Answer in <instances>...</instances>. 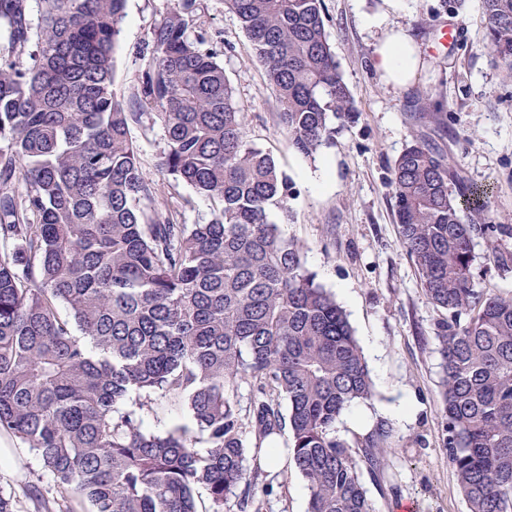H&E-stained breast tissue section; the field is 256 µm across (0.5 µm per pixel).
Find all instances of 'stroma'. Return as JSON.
I'll return each mask as SVG.
<instances>
[{
  "label": "stroma",
  "instance_id": "obj_1",
  "mask_svg": "<svg viewBox=\"0 0 512 512\" xmlns=\"http://www.w3.org/2000/svg\"><path fill=\"white\" fill-rule=\"evenodd\" d=\"M175 2L126 0L115 51L116 91L124 102H131L144 78L142 51L155 24ZM324 3L326 31L357 114L337 128L329 146L310 156L293 147L264 68L224 0H198L188 33H207L217 46L246 110L249 140L291 177L296 193L288 213L274 209L269 218L301 245L307 267L345 307L368 362L374 393L347 409L336 429L348 439L380 424L394 430L383 476L363 478L376 512H398L407 501L416 502L419 512H467L444 446L436 336L445 314L427 301L401 244L390 177L406 144L421 138L451 158V189L489 185V219L502 230L476 238L474 286L512 294V263L499 261L512 256V79L487 45L482 0H404L393 20L411 31L424 54L416 79L404 88L384 83L370 65L372 38L363 19L382 0ZM449 24L457 37L446 49L438 46L437 32ZM131 134L145 176L157 184V205L187 224L209 222L210 201L158 171L165 146L161 125L135 127ZM324 174L331 180L326 188L318 185ZM126 405L141 409L145 425L155 431L193 424L183 402L168 395L134 394ZM288 441V431L276 435L281 454L269 469L272 486L255 490L263 512L307 510L308 491L286 454ZM28 482L55 497L35 454L0 434V490L22 498Z\"/></svg>",
  "mask_w": 512,
  "mask_h": 512
}]
</instances>
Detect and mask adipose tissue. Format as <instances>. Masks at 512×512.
Wrapping results in <instances>:
<instances>
[{
	"mask_svg": "<svg viewBox=\"0 0 512 512\" xmlns=\"http://www.w3.org/2000/svg\"><path fill=\"white\" fill-rule=\"evenodd\" d=\"M401 0H383L382 9L366 16L364 25L377 31L372 45L371 64L386 84L403 87L417 75L422 60V49L404 26L390 20L391 12L397 11Z\"/></svg>",
	"mask_w": 512,
	"mask_h": 512,
	"instance_id": "adipose-tissue-1",
	"label": "adipose tissue"
}]
</instances>
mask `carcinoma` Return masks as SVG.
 Wrapping results in <instances>:
<instances>
[{"label": "carcinoma", "instance_id": "1", "mask_svg": "<svg viewBox=\"0 0 512 512\" xmlns=\"http://www.w3.org/2000/svg\"><path fill=\"white\" fill-rule=\"evenodd\" d=\"M225 2L294 147L317 152L356 112L324 0ZM125 3L41 0L35 29L29 0H0V433L38 457L61 499L35 484L25 496L43 512H72L68 492L89 512H224L231 500L261 512L251 490L286 427L308 512H375L362 469L384 468L392 429L336 435L373 381L344 308L269 222L288 212L292 182L248 139L206 35L187 36L197 0L154 27L130 111L113 66ZM482 24L512 76V0H483ZM147 121L165 133L161 173L211 201L209 223L155 205L131 136ZM453 178L445 155L413 140L391 172L395 218L427 299L448 315L437 340L458 488L468 512H512V297L477 291L473 272L475 236L502 225L483 222L488 187L459 201ZM239 382L254 392L244 415L230 397ZM156 392L185 402L205 451L124 408Z\"/></svg>", "mask_w": 512, "mask_h": 512}]
</instances>
